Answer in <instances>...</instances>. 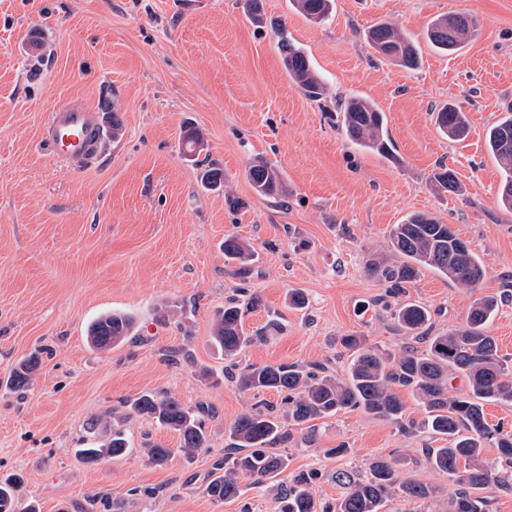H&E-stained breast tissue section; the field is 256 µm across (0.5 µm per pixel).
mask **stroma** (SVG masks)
<instances>
[{
  "label": "stroma",
  "instance_id": "obj_1",
  "mask_svg": "<svg viewBox=\"0 0 512 512\" xmlns=\"http://www.w3.org/2000/svg\"><path fill=\"white\" fill-rule=\"evenodd\" d=\"M0 0V478L21 476L19 505L39 512H279L273 491L242 482L220 503L203 486L224 455L230 425L256 403L281 408L274 391L253 395L224 375L211 322L244 287L264 309L245 318L254 342L240 365L328 364L346 376L340 340L349 334L397 355L408 337L376 303L392 260L393 225L413 212L435 215L479 255L481 289L500 295L512 276V211L497 201L500 174L486 130L512 111V0H336L316 24L261 0ZM464 12L476 35L455 53L430 45L428 23ZM294 43L326 85L310 99L289 78L272 25ZM384 21L414 37L417 69L377 54L365 33ZM362 96L386 114L397 160L355 148L337 101ZM77 100L101 108L104 127L122 132L107 154L74 168L54 160L43 137L53 108ZM467 112L471 132L453 141L433 114L446 102ZM224 172L221 188L201 184V164L179 151L184 126ZM282 173L284 193L258 196L248 166ZM453 169L461 191L433 192L429 178ZM255 250L248 280L224 264V237ZM306 297L288 305L289 289ZM406 298L435 312L436 331L462 325L473 296L423 271ZM136 316L139 339L108 352L90 348L86 329L101 313ZM282 328L256 334L268 320ZM42 351L28 391L10 390L16 364ZM165 392L185 407L207 403L208 446L186 458L176 432L121 418L124 402ZM102 418L95 434L86 424ZM126 456L88 463L78 449L106 443L113 426ZM171 448L164 466L145 442ZM346 444L330 459L325 449ZM423 436L362 410L316 422L314 441L293 430L282 445L288 470L318 469L315 496L340 494L336 469L367 472L395 457L400 478L436 487L427 503L394 495L383 512H450L456 485L423 461Z\"/></svg>",
  "mask_w": 512,
  "mask_h": 512
}]
</instances>
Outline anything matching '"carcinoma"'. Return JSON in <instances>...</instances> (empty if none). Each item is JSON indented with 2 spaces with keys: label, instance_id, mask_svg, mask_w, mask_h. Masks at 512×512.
<instances>
[{
  "label": "carcinoma",
  "instance_id": "obj_1",
  "mask_svg": "<svg viewBox=\"0 0 512 512\" xmlns=\"http://www.w3.org/2000/svg\"><path fill=\"white\" fill-rule=\"evenodd\" d=\"M294 9L307 20H324L333 0H291ZM472 17L464 13L439 17L431 23L427 36L437 49L452 52L474 32ZM278 47L288 75L308 97L317 98L323 92L320 76L309 57L288 36L285 24L276 27ZM368 42L384 59L408 69L418 64L419 47L408 35L389 24H377L366 34ZM342 114L341 128L349 141L362 150L392 155L391 139L384 112L371 100L350 96L338 104ZM437 128L451 140H463L470 132L467 113L456 104L438 109ZM489 152L501 172L497 195L500 207L512 210V113L492 125L486 133ZM201 135L187 128L181 139V153L189 160L203 151ZM247 176L254 190L262 197L273 198L282 191L279 170L266 161L253 162ZM201 180L216 186L223 182V171L214 162L202 170ZM439 193L460 191L453 170L440 166L431 178ZM390 244L396 263L383 271L388 283L386 293L397 295L412 284L420 271L430 269L451 285L475 292L486 278L482 260L452 229L451 225L432 214L417 212L390 231ZM253 247L234 234L224 237V263L244 280L251 274ZM500 299L481 296L473 301L465 322L446 333H434L430 308L418 302H405L392 310L397 325L425 343L423 347H407L393 356L370 345L363 336H345L342 346L351 352L347 377L340 379L324 364L308 368L295 364L247 365L238 371H227L244 392L275 390L284 395L283 414L273 409L253 405L252 410L239 416L229 428L230 447L224 449V459L215 464V472L204 492L218 502L232 501L240 496L241 482L255 485L271 483L280 499V512H382V507L396 493L414 502L431 499L436 488L415 479H399V461L377 459L369 467V475L338 469L334 479L343 492L336 502L322 503L314 494V486L322 473L317 469L302 472L285 481L281 475L288 469V457L271 451V446L291 439L292 427L307 430L313 440L314 420L336 415L341 410L360 408L374 417L400 420L407 411L406 403L397 391L408 387L424 417L410 419L403 428L426 433L430 441L440 443L423 448L424 461L432 469L455 478L459 485L452 500L453 512H489L488 502L478 491L491 484L512 488V430L504 425L488 423L484 406L491 401L512 400V370L498 353L494 337L486 326L499 309ZM263 307L258 293H245L243 300L231 299L213 319L210 340L237 368L235 358L255 337L245 330L247 313ZM137 319L126 312L112 311L95 319L88 327V344L101 351L121 346L136 336ZM38 350L21 361L10 374V385L22 393L29 388L41 365ZM466 381L464 392L451 391L454 380ZM212 410L199 405L191 411L164 392H145L127 402L126 416H139L178 433L180 448L187 457L195 456L207 447L208 437L203 417ZM497 448L498 460L505 468L489 466L484 457L486 443ZM129 442L124 433L112 430V438L99 446L78 449L86 462L105 457H121L128 453ZM148 461L163 466L171 450L160 443L144 449ZM0 512H17L13 487L0 481Z\"/></svg>",
  "mask_w": 512,
  "mask_h": 512
}]
</instances>
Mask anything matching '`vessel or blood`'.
<instances>
[{
	"label": "vessel or blood",
	"mask_w": 512,
	"mask_h": 512,
	"mask_svg": "<svg viewBox=\"0 0 512 512\" xmlns=\"http://www.w3.org/2000/svg\"><path fill=\"white\" fill-rule=\"evenodd\" d=\"M45 140L54 157L72 164H84L103 152L105 133L97 110L66 102L50 115Z\"/></svg>",
	"instance_id": "b4317fda"
}]
</instances>
